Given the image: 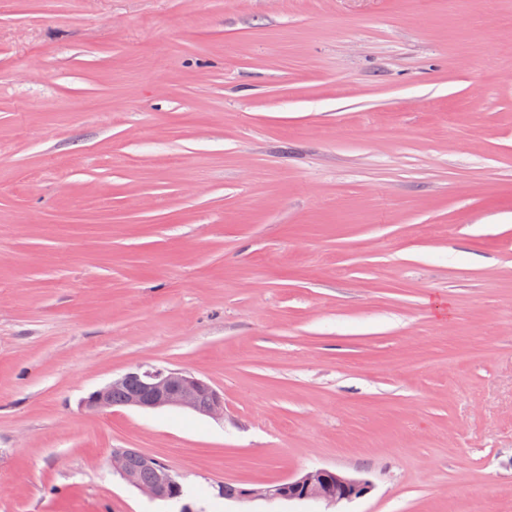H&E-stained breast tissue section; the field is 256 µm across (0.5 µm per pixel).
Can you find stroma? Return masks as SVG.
I'll return each instance as SVG.
<instances>
[{
  "label": "stroma",
  "instance_id": "obj_1",
  "mask_svg": "<svg viewBox=\"0 0 512 512\" xmlns=\"http://www.w3.org/2000/svg\"><path fill=\"white\" fill-rule=\"evenodd\" d=\"M140 366L223 417L82 408ZM319 468L512 512V0H0V512ZM139 454L140 451L135 448L113 449L111 455L112 471L117 473L129 485L135 487L152 499H174L180 488V482L178 481L177 476L171 469H169L168 466L157 459L143 453H141L140 456ZM140 463L144 469L151 472L152 478L150 480H147L149 479V475L147 473L141 472L142 478L144 479L141 480L131 471L133 470L140 473Z\"/></svg>",
  "mask_w": 512,
  "mask_h": 512
}]
</instances>
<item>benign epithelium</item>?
<instances>
[{
    "mask_svg": "<svg viewBox=\"0 0 512 512\" xmlns=\"http://www.w3.org/2000/svg\"><path fill=\"white\" fill-rule=\"evenodd\" d=\"M126 390L124 405L140 409L178 408L197 412L211 418L224 417V394L194 374L182 370L154 371L139 368L129 371L106 386L91 392L82 406L92 412L113 407L112 392ZM141 466L152 478L141 480L130 470L127 451L112 449V471L129 485L152 499L172 500L180 488L177 476L157 459L142 454ZM372 489L366 479L351 477L338 471L317 469L262 488H242L237 499L267 501H314L336 507L365 497Z\"/></svg>",
    "mask_w": 512,
    "mask_h": 512,
    "instance_id": "obj_1",
    "label": "benign epithelium"
}]
</instances>
